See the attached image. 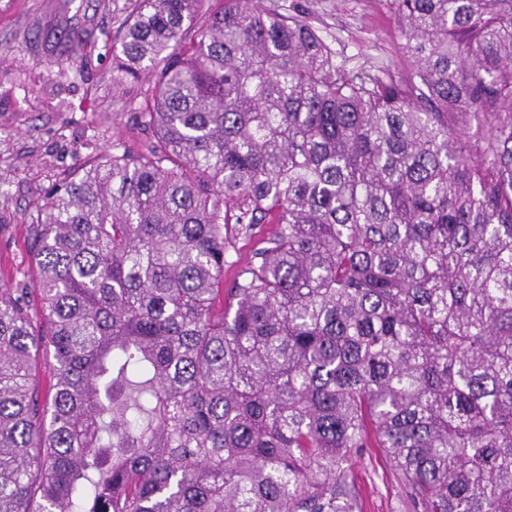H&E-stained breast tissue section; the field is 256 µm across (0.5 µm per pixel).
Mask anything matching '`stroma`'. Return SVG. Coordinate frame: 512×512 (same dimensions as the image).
Returning a JSON list of instances; mask_svg holds the SVG:
<instances>
[{"label": "stroma", "instance_id": "1", "mask_svg": "<svg viewBox=\"0 0 512 512\" xmlns=\"http://www.w3.org/2000/svg\"><path fill=\"white\" fill-rule=\"evenodd\" d=\"M305 11L353 70L406 66L393 0H278ZM129 0H0V284L32 282L31 224L47 191L83 161L120 142L142 149L136 116L151 78H119L112 46ZM81 37L73 46L68 33ZM75 56L77 70L51 72ZM363 512H409L395 470L378 448L355 462Z\"/></svg>", "mask_w": 512, "mask_h": 512}]
</instances>
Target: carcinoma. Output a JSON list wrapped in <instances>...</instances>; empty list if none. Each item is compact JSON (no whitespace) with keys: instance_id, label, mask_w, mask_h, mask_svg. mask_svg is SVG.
<instances>
[{"instance_id":"carcinoma-1","label":"carcinoma","mask_w":512,"mask_h":512,"mask_svg":"<svg viewBox=\"0 0 512 512\" xmlns=\"http://www.w3.org/2000/svg\"><path fill=\"white\" fill-rule=\"evenodd\" d=\"M132 2L153 138L0 287V512H360L363 448L413 512H512V0H393L396 74L261 0ZM261 239V235L258 234L251 238L237 240L235 250L231 251L229 257V260L235 261V263L230 267H224V288L231 285L235 273L250 259L253 252L263 246Z\"/></svg>"}]
</instances>
